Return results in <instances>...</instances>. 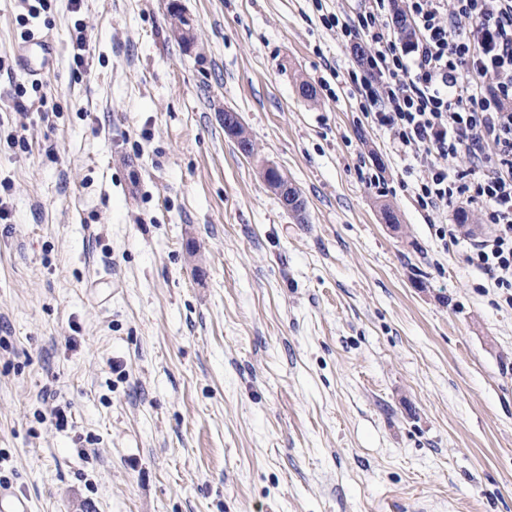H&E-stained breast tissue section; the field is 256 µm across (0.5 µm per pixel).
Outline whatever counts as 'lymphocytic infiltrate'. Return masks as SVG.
<instances>
[{
    "mask_svg": "<svg viewBox=\"0 0 512 512\" xmlns=\"http://www.w3.org/2000/svg\"><path fill=\"white\" fill-rule=\"evenodd\" d=\"M412 34L388 16L392 0H362L358 13L324 14L350 48L373 52L351 74L367 124L394 150L424 160L409 189L425 211L482 204L493 233L466 259L506 290L512 305V0H403ZM466 155L465 171L448 161Z\"/></svg>",
    "mask_w": 512,
    "mask_h": 512,
    "instance_id": "obj_1",
    "label": "lymphocytic infiltrate"
}]
</instances>
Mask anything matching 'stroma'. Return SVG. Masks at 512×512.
Segmentation results:
<instances>
[{
  "mask_svg": "<svg viewBox=\"0 0 512 512\" xmlns=\"http://www.w3.org/2000/svg\"><path fill=\"white\" fill-rule=\"evenodd\" d=\"M359 5L53 0L23 27L0 0V475L33 512H512V307L465 260L489 227L421 210L367 125L321 20ZM26 27L58 42L37 80ZM18 84L47 113L7 111Z\"/></svg>",
  "mask_w": 512,
  "mask_h": 512,
  "instance_id": "obj_1",
  "label": "stroma"
}]
</instances>
